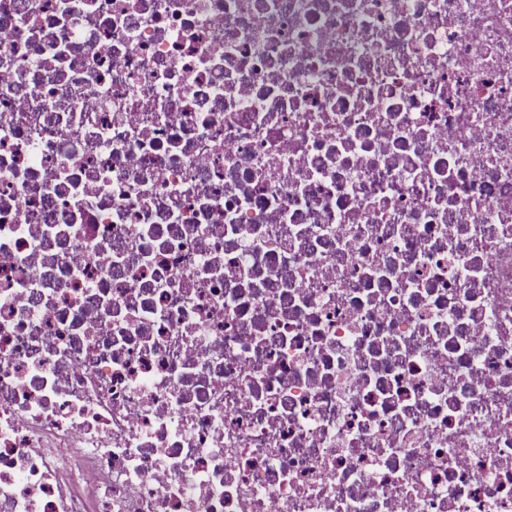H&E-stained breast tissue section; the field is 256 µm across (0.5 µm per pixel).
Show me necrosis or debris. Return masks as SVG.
Instances as JSON below:
<instances>
[{
    "instance_id": "obj_1",
    "label": "necrosis or debris",
    "mask_w": 512,
    "mask_h": 512,
    "mask_svg": "<svg viewBox=\"0 0 512 512\" xmlns=\"http://www.w3.org/2000/svg\"><path fill=\"white\" fill-rule=\"evenodd\" d=\"M0 512H512V0H0Z\"/></svg>"
}]
</instances>
